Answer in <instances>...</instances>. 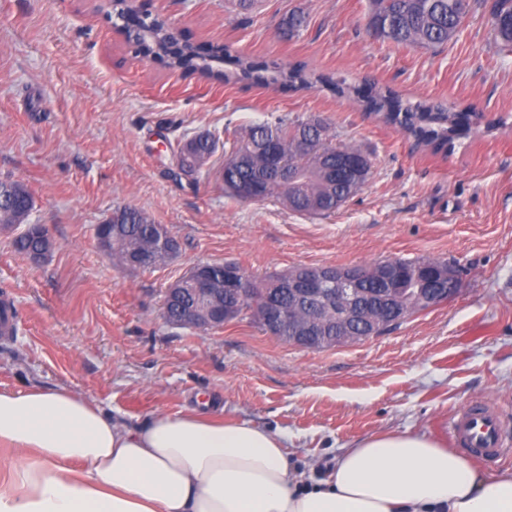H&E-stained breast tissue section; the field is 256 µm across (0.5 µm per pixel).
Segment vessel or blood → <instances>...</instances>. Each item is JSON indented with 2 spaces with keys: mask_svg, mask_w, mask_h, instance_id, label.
Here are the masks:
<instances>
[{
  "mask_svg": "<svg viewBox=\"0 0 512 512\" xmlns=\"http://www.w3.org/2000/svg\"><path fill=\"white\" fill-rule=\"evenodd\" d=\"M449 433L460 450L468 456L495 458L505 450L499 416L481 405L469 406L457 414Z\"/></svg>",
  "mask_w": 512,
  "mask_h": 512,
  "instance_id": "vessel-or-blood-1",
  "label": "vessel or blood"
}]
</instances>
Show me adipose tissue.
I'll return each instance as SVG.
<instances>
[{"instance_id":"1","label":"adipose tissue","mask_w":512,"mask_h":512,"mask_svg":"<svg viewBox=\"0 0 512 512\" xmlns=\"http://www.w3.org/2000/svg\"><path fill=\"white\" fill-rule=\"evenodd\" d=\"M283 435L192 408L133 425L70 388L0 390V512H512V471L388 432L314 481Z\"/></svg>"}]
</instances>
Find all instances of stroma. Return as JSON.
I'll list each match as a JSON object with an SVG mask.
<instances>
[{"label": "stroma", "mask_w": 512, "mask_h": 512, "mask_svg": "<svg viewBox=\"0 0 512 512\" xmlns=\"http://www.w3.org/2000/svg\"><path fill=\"white\" fill-rule=\"evenodd\" d=\"M192 42L288 68L310 86L185 74L136 56L108 0H0V179L24 182L32 218L55 247L34 261L0 233V299L18 311L0 335V389L66 386L137 423L208 403L287 438L288 459L325 478L352 443L409 430L453 447L448 426L471 404L512 433V52L485 10L456 39L426 49L367 31L369 0H151ZM307 25L285 39L279 24ZM350 88L389 89L479 112L482 124L442 153L367 116ZM320 119L369 154L372 174L334 215L224 192V152L194 184L176 181L177 140L232 138L278 118ZM134 206L179 243L164 266L116 264L95 227ZM434 258L462 271L460 293L383 335L308 350L250 317L195 330L162 317L166 289L198 264L235 262L250 276L300 265L365 266Z\"/></svg>", "instance_id": "35a3bbf8"}]
</instances>
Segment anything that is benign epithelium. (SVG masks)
<instances>
[{
	"label": "benign epithelium",
	"instance_id": "7a95c632",
	"mask_svg": "<svg viewBox=\"0 0 512 512\" xmlns=\"http://www.w3.org/2000/svg\"><path fill=\"white\" fill-rule=\"evenodd\" d=\"M150 19V13L125 4L123 29L144 31ZM177 252V240L153 238L145 247L138 244L130 248L126 263L161 266ZM396 268V263L390 260L372 266L296 267L272 281L263 302L255 306L258 322L270 335L310 350L359 339L362 330L356 324L361 321L367 322L369 332L384 333L409 315L394 299ZM213 269L209 264L196 267L193 288L187 287L183 278L171 284L165 294L164 314L168 316L175 310L179 324L205 329L224 322L236 307L251 301L252 285L240 268L232 263L219 267L222 288L215 287ZM416 276L427 292L422 303L426 310L448 302L460 292V274L447 262L420 264ZM375 277L383 280L385 287H366ZM284 292L291 306L298 310L312 307L314 313L304 320L287 315L281 303Z\"/></svg>",
	"mask_w": 512,
	"mask_h": 512
}]
</instances>
